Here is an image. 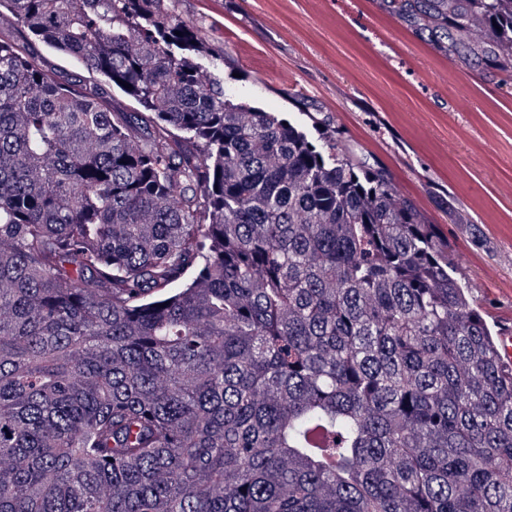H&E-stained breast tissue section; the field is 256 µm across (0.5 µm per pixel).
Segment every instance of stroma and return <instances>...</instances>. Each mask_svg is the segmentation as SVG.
I'll return each instance as SVG.
<instances>
[{
	"instance_id": "1",
	"label": "stroma",
	"mask_w": 512,
	"mask_h": 512,
	"mask_svg": "<svg viewBox=\"0 0 512 512\" xmlns=\"http://www.w3.org/2000/svg\"><path fill=\"white\" fill-rule=\"evenodd\" d=\"M208 36L203 73L224 71L236 97L283 116L329 119L354 155L384 167L422 217L441 225L490 319L512 321V95L495 70L438 50L377 0H179ZM60 82L96 76L38 40ZM486 245L455 234L449 206Z\"/></svg>"
}]
</instances>
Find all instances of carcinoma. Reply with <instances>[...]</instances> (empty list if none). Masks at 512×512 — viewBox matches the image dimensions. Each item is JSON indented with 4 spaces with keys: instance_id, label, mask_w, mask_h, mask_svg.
Segmentation results:
<instances>
[{
    "instance_id": "1",
    "label": "carcinoma",
    "mask_w": 512,
    "mask_h": 512,
    "mask_svg": "<svg viewBox=\"0 0 512 512\" xmlns=\"http://www.w3.org/2000/svg\"><path fill=\"white\" fill-rule=\"evenodd\" d=\"M177 2L0 0L138 106L0 37V512H512V362L448 237L203 79ZM379 5L512 89V0Z\"/></svg>"
}]
</instances>
